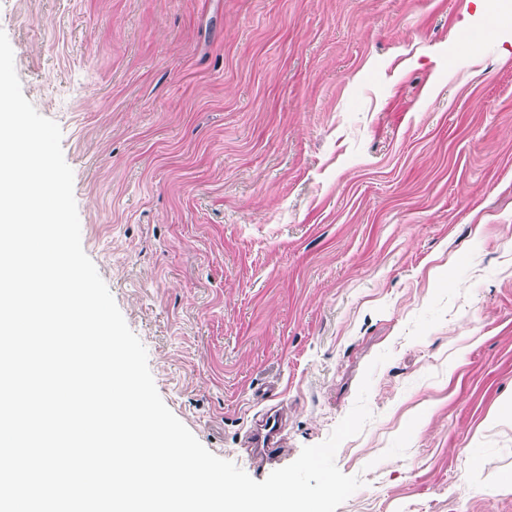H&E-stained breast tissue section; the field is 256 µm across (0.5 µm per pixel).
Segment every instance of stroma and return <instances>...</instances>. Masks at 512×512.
<instances>
[{"label": "stroma", "instance_id": "obj_1", "mask_svg": "<svg viewBox=\"0 0 512 512\" xmlns=\"http://www.w3.org/2000/svg\"><path fill=\"white\" fill-rule=\"evenodd\" d=\"M512 0H0L166 406L263 481L370 362L336 512H512Z\"/></svg>", "mask_w": 512, "mask_h": 512}]
</instances>
